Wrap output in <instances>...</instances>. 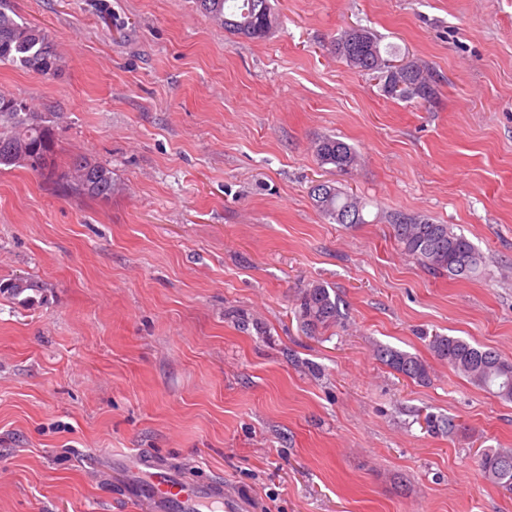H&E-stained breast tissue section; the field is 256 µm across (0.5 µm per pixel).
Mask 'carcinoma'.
<instances>
[{
    "label": "carcinoma",
    "mask_w": 512,
    "mask_h": 512,
    "mask_svg": "<svg viewBox=\"0 0 512 512\" xmlns=\"http://www.w3.org/2000/svg\"><path fill=\"white\" fill-rule=\"evenodd\" d=\"M200 9L220 22L224 31L238 38L260 41L279 27L280 17L270 0H197ZM332 49L336 57L361 73L371 74L389 98L430 101L436 96V81L430 71L415 62L404 63L392 71L393 63L383 57L377 36L365 27H351L336 37ZM0 64H7L49 79L58 70V59L48 36L27 23L17 22L9 14L8 0H0ZM54 115L41 112L32 102L0 94V167L27 165L41 172L60 191L91 199L112 197V171L84 156L72 158L67 169L56 162ZM319 164L349 173L358 155L348 143L323 137L315 143ZM315 207L332 222L349 211L355 223L366 224V202L339 188L321 184L312 189ZM397 245L411 259L433 275L480 278L485 274L482 252L447 224H438L424 216L395 213L390 216ZM41 287L24 278L0 283V294L24 305L35 303ZM295 318L306 333L341 323L340 301L320 282L302 289L294 310ZM434 356L465 376L473 385L512 402V359L500 352L471 344L454 336L435 335L429 340ZM377 358L386 366L416 382L429 379L428 364L418 356L389 346L376 349ZM488 481L512 490V449L485 450L479 462Z\"/></svg>",
    "instance_id": "1"
}]
</instances>
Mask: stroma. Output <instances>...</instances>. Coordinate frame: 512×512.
<instances>
[{
	"label": "stroma",
	"instance_id": "1",
	"mask_svg": "<svg viewBox=\"0 0 512 512\" xmlns=\"http://www.w3.org/2000/svg\"><path fill=\"white\" fill-rule=\"evenodd\" d=\"M250 41L196 0H10L43 28L54 79L0 65V91L57 113V161L112 171L111 199L0 170V512H149L114 455L223 480L237 512H512L483 450L512 448V402L429 348L442 334L512 358V0H271ZM364 26L432 69L429 102L383 95L336 59ZM335 136L361 159L318 164ZM368 203L332 224L311 190ZM464 234L487 276H435L391 214ZM319 281L344 321L306 335ZM418 355V383L375 359ZM452 418V434L427 416ZM41 289L36 282L24 278H14L0 283L1 295H7V297L18 300L19 303L24 305H33L36 300L33 295L27 294V291H32L37 295Z\"/></svg>",
	"mask_w": 512,
	"mask_h": 512
}]
</instances>
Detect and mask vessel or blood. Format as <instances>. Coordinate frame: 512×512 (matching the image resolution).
Returning a JSON list of instances; mask_svg holds the SVG:
<instances>
[{"label": "vessel or blood", "instance_id": "vessel-or-blood-1", "mask_svg": "<svg viewBox=\"0 0 512 512\" xmlns=\"http://www.w3.org/2000/svg\"><path fill=\"white\" fill-rule=\"evenodd\" d=\"M136 496L155 512H230L232 505L220 482L190 483L169 468L146 461L144 456L124 460Z\"/></svg>", "mask_w": 512, "mask_h": 512}]
</instances>
